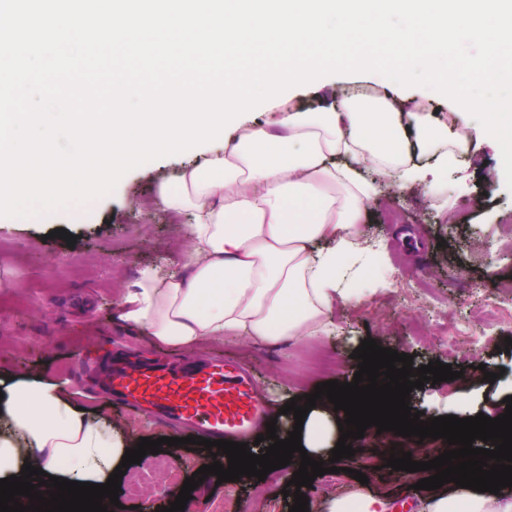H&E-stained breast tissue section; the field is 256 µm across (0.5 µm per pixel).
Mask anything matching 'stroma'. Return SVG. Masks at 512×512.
<instances>
[{
  "instance_id": "obj_1",
  "label": "stroma",
  "mask_w": 512,
  "mask_h": 512,
  "mask_svg": "<svg viewBox=\"0 0 512 512\" xmlns=\"http://www.w3.org/2000/svg\"><path fill=\"white\" fill-rule=\"evenodd\" d=\"M364 87L372 95L396 101L401 111H413L415 87L403 88L376 73L332 75L325 86L291 88L288 105L313 110L331 103L339 89ZM426 108L434 121L454 120L469 135L466 151L449 164L441 186L423 185L411 191H385L370 204L362 226L368 251L349 261L344 287L360 292V302L336 301L321 337L286 350L251 345L243 339L204 342L193 350L155 344L147 330L129 329L114 318L117 304L131 288L141 268L168 272L185 246L178 225L160 209H146L162 184L187 164L206 160V148L143 164L127 172L114 192L90 210L59 212L26 223L0 222V295L25 291L30 281L41 286L26 310L6 316L0 324V375H31L65 384L74 399L97 410L110 425L132 438L186 437L177 423H159L103 390L110 363L130 365L156 361L200 364L213 358L234 362L253 378L263 396L282 413L280 431H288L291 415L283 408L290 399L314 393L329 380L352 382L359 361L353 351L371 338L384 348L413 357L414 367L432 361L451 364L458 379L426 382L409 396L413 410L434 418L485 414L497 417L512 396V318H493L490 309L512 300V192L505 186L498 143L481 133L480 124L462 107L441 96H429ZM67 230L74 245L56 238ZM426 282L432 296H408L409 286ZM468 325L480 336L466 357L449 360L442 322ZM332 357L330 367L312 369L313 352ZM496 373L487 381L485 372ZM446 439L413 438L393 433L365 432L352 440L353 457L344 460L343 486L353 484L352 471L368 478L371 491L396 503L414 504L420 493L417 478L387 467L393 449L411 453L413 460H432ZM213 458L205 446L162 447L137 464L150 472L151 482L139 495L120 492L125 512H139L151 502L165 512L186 478ZM277 496L267 482L251 479L236 484L207 477L192 492L193 503L229 500V512H266V500ZM278 498L279 512H290L293 497Z\"/></svg>"
}]
</instances>
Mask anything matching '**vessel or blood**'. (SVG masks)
Instances as JSON below:
<instances>
[{
	"mask_svg": "<svg viewBox=\"0 0 512 512\" xmlns=\"http://www.w3.org/2000/svg\"><path fill=\"white\" fill-rule=\"evenodd\" d=\"M108 389L144 412L223 437L254 431L268 412L245 370L221 360L191 369L157 363L134 372L117 365Z\"/></svg>",
	"mask_w": 512,
	"mask_h": 512,
	"instance_id": "obj_1",
	"label": "vessel or blood"
}]
</instances>
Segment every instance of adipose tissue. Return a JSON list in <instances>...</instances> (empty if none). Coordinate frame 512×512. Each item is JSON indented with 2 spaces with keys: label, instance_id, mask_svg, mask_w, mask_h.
I'll list each match as a JSON object with an SVG mask.
<instances>
[{
  "label": "adipose tissue",
  "instance_id": "adipose-tissue-1",
  "mask_svg": "<svg viewBox=\"0 0 512 512\" xmlns=\"http://www.w3.org/2000/svg\"><path fill=\"white\" fill-rule=\"evenodd\" d=\"M401 112L361 93L313 112H276L267 128L238 133L204 164L180 170L157 200L187 217L178 269L140 270L117 317L157 343L190 349L202 341L246 338L262 347L318 336L340 295L347 260L364 252L361 226L379 186L360 175L374 168L399 190L448 171L443 149L463 132L417 111L408 138ZM0 479L24 463L71 481L106 483L133 441L78 410L62 384L0 378ZM338 420L333 403L307 413L302 445L329 460ZM327 512H393L392 501L355 485L328 496ZM413 512H512V497L459 486L428 491Z\"/></svg>",
  "mask_w": 512,
  "mask_h": 512
}]
</instances>
